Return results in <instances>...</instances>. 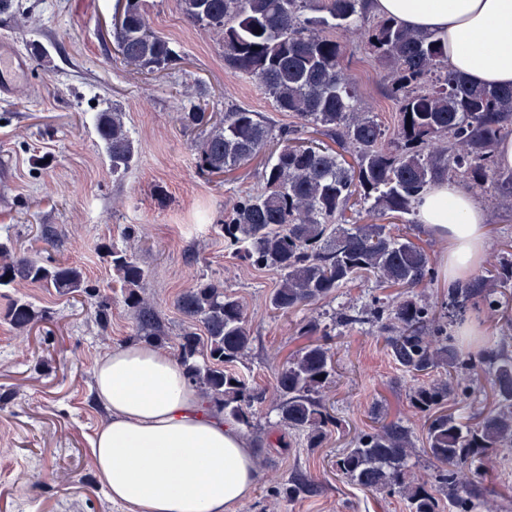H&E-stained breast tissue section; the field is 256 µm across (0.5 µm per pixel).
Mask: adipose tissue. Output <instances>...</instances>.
<instances>
[{
	"label": "adipose tissue",
	"mask_w": 512,
	"mask_h": 512,
	"mask_svg": "<svg viewBox=\"0 0 512 512\" xmlns=\"http://www.w3.org/2000/svg\"><path fill=\"white\" fill-rule=\"evenodd\" d=\"M373 13L435 36L448 66L474 84L512 85V0H370ZM418 216L446 238L449 284L467 278L487 247L486 213L453 182L430 185ZM94 398L109 414L90 444L94 475L132 512H236L255 485L238 426L152 343H123L97 359Z\"/></svg>",
	"instance_id": "1"
}]
</instances>
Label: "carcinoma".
Listing matches in <instances>:
<instances>
[{
  "mask_svg": "<svg viewBox=\"0 0 512 512\" xmlns=\"http://www.w3.org/2000/svg\"><path fill=\"white\" fill-rule=\"evenodd\" d=\"M193 26L213 31L225 65L254 79L278 111L297 124L275 128L261 113L236 108L201 123L199 102L182 107L180 121L205 129L195 142L198 170L208 176L238 169L266 155L260 185L240 195L224 216V242L259 269L279 273L269 296L282 315L335 297L355 282L375 279L400 292L369 310L341 314L344 325L377 324L384 347L413 380L411 408L423 420L428 470L411 459L413 430L399 419H374L369 431L336 460V469L369 491L396 490L408 512H440L443 500L474 512L475 478L497 455H512V336L476 358L463 353L437 317V303L417 289L434 281L429 254L378 220L416 224L423 191L454 180L486 197L493 218L512 201V170L497 164L500 143L512 137V87H484L448 69L446 46L392 20L370 15L369 0H179ZM261 33H256V30ZM341 31L387 67L386 99L395 107L393 127L362 101L345 73L349 44ZM125 65L140 71L173 68L181 56L152 31L143 0H125L124 21L112 29ZM114 106L99 113L96 129L112 162L127 170L134 145ZM313 128L338 146L305 140ZM354 163H346L343 154ZM494 261L448 291L454 306L502 308L512 288V259L496 248ZM112 268L138 336L162 345L167 333L151 305L137 293L146 273L134 256L112 247ZM39 284L62 294L81 291L75 266H47L0 243V288ZM187 320L174 343L176 359L224 416L251 432L266 402V389L241 370L251 350L243 302L213 280H200L177 299ZM43 314L20 297L4 320L14 329L34 327ZM318 325L302 324L308 344L278 365L273 387L278 423L319 448L338 425L326 392L336 382L335 353L315 339ZM491 377L495 400L464 422L447 409L459 388L480 390L479 372Z\"/></svg>",
  "mask_w": 512,
  "mask_h": 512,
  "instance_id": "cac0c4a2",
  "label": "carcinoma"
}]
</instances>
